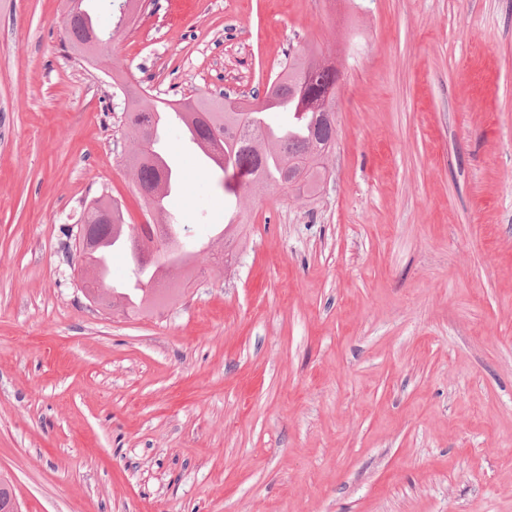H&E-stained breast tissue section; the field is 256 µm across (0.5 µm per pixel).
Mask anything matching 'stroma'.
I'll return each mask as SVG.
<instances>
[{
  "mask_svg": "<svg viewBox=\"0 0 512 512\" xmlns=\"http://www.w3.org/2000/svg\"><path fill=\"white\" fill-rule=\"evenodd\" d=\"M153 0L94 57L0 0V475L19 512H512V0ZM341 72L317 195L238 193L232 253L130 317L70 227L135 189L130 93ZM193 235L219 179L169 131Z\"/></svg>",
  "mask_w": 512,
  "mask_h": 512,
  "instance_id": "1",
  "label": "stroma"
}]
</instances>
